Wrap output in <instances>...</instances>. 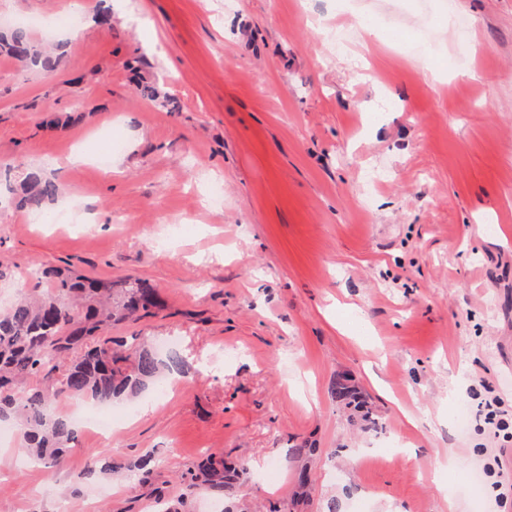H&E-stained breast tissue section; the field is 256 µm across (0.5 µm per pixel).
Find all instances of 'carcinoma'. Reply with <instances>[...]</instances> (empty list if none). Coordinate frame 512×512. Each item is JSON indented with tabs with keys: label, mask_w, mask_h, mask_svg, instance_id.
I'll list each match as a JSON object with an SVG mask.
<instances>
[{
	"label": "carcinoma",
	"mask_w": 512,
	"mask_h": 512,
	"mask_svg": "<svg viewBox=\"0 0 512 512\" xmlns=\"http://www.w3.org/2000/svg\"><path fill=\"white\" fill-rule=\"evenodd\" d=\"M0 53L29 70L45 76L58 71L60 56L25 27L0 34ZM17 196L18 207L28 214L47 216V203L55 200L59 186L38 168L28 169L19 188L7 185ZM22 285L12 306L0 311V421L16 428L21 451L48 466L57 465L75 442L77 427L68 416L52 412L61 395L89 396L110 403L121 395L135 396L155 382L163 368L180 369L174 356L167 359L146 346L123 352L112 348L105 331L114 323L152 314L157 306L155 289L145 281L123 280L102 284L83 275L68 276L58 270H38L28 281L17 268L0 265V281ZM347 408L370 413L360 393L347 380H336L330 389ZM112 473V461L93 455L92 466L75 480L79 484L96 472ZM244 472L224 459H208L200 474L181 475L189 489L199 487V476L213 488L224 487V478Z\"/></svg>",
	"instance_id": "carcinoma-1"
}]
</instances>
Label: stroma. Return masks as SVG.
Segmentation results:
<instances>
[{
	"label": "stroma",
	"instance_id": "35a3bbf8",
	"mask_svg": "<svg viewBox=\"0 0 512 512\" xmlns=\"http://www.w3.org/2000/svg\"><path fill=\"white\" fill-rule=\"evenodd\" d=\"M100 6L0 0L2 27L41 38L73 13L83 32L50 77L0 56V176L61 184L53 224L0 203V263L148 282L159 309L108 334L183 370L59 465L0 443V512H512V443L472 397L512 409V0H112L106 26ZM336 20L350 53L316 32ZM340 376L371 420L336 403ZM95 450L115 472L74 484ZM214 452L247 474L187 490Z\"/></svg>",
	"mask_w": 512,
	"mask_h": 512
}]
</instances>
